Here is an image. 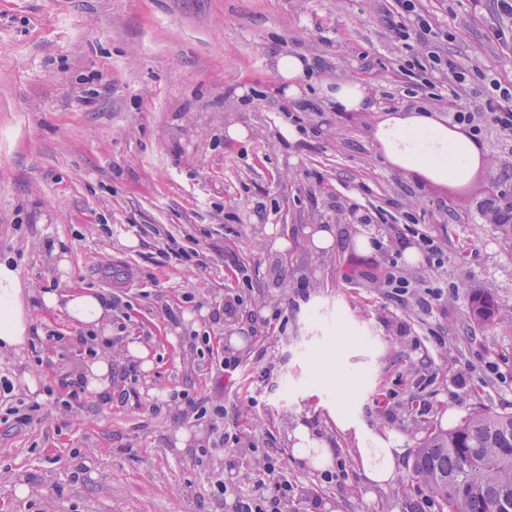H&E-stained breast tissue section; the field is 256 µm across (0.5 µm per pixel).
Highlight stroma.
<instances>
[{"instance_id":"1","label":"stroma","mask_w":512,"mask_h":512,"mask_svg":"<svg viewBox=\"0 0 512 512\" xmlns=\"http://www.w3.org/2000/svg\"><path fill=\"white\" fill-rule=\"evenodd\" d=\"M419 7L445 32L448 58L512 84L496 0ZM396 19L394 0H0V262L16 267L32 323L21 355L0 353L11 387L0 392V512H230L215 482L242 476L213 445L224 429L282 459L295 488L286 512H442L413 476L422 440L478 408L512 412V325L468 313L486 288L512 312V241L492 218L512 196V138L483 122L485 163L465 184L392 169L372 137L383 115L448 114L392 42ZM286 51L316 62L302 87L310 107L281 91L273 58ZM339 79L366 84L377 111H336L321 90ZM233 123L245 140L228 138ZM288 124L298 139L283 135ZM410 215L446 253L447 300L431 318L386 301L376 278L390 253L354 242L391 244ZM316 224L338 229L330 253L303 233ZM195 253L205 272L182 262ZM75 288L115 300L111 344L42 307L44 291ZM278 308L286 326L271 319ZM132 342L150 369L126 356ZM92 348L112 359L114 397L84 390L66 408L60 379ZM319 352L371 377L361 420L409 450L392 484L364 485L351 438L321 407L345 393L340 380L305 397ZM233 354L242 363L225 372ZM127 371L137 383L126 395ZM158 389L227 415H182ZM421 395L433 402L424 414ZM299 422L333 448L330 471L292 459Z\"/></svg>"}]
</instances>
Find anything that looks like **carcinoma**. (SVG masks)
Instances as JSON below:
<instances>
[{
	"instance_id": "obj_1",
	"label": "carcinoma",
	"mask_w": 512,
	"mask_h": 512,
	"mask_svg": "<svg viewBox=\"0 0 512 512\" xmlns=\"http://www.w3.org/2000/svg\"><path fill=\"white\" fill-rule=\"evenodd\" d=\"M469 314L481 325L505 321L486 289L472 292ZM413 473L447 512H512V412L479 409L449 430L431 432Z\"/></svg>"
}]
</instances>
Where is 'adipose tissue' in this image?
Listing matches in <instances>:
<instances>
[{
  "label": "adipose tissue",
  "instance_id": "obj_1",
  "mask_svg": "<svg viewBox=\"0 0 512 512\" xmlns=\"http://www.w3.org/2000/svg\"><path fill=\"white\" fill-rule=\"evenodd\" d=\"M323 94L340 112H372L377 108L370 89L357 81H336L325 86ZM372 134L385 160L402 173L420 170L434 180L458 181L466 179L482 162L474 140L425 109L388 117L374 126ZM21 294L17 270L8 263H0V352L17 354L27 344L30 320ZM41 299L47 309L62 312L74 324L94 329L112 313L108 301L90 290L61 294L47 291ZM328 412L337 427L354 439L352 454L361 464L366 483L383 486L393 482L396 461L402 454L398 440L369 430L354 403L337 400L329 405ZM291 438L295 459L316 469L332 465V449L309 426L297 424Z\"/></svg>",
  "mask_w": 512,
  "mask_h": 512
}]
</instances>
